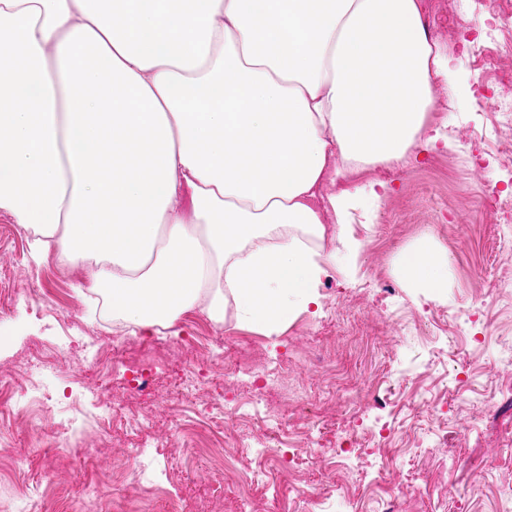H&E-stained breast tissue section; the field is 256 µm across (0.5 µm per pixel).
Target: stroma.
I'll return each mask as SVG.
<instances>
[{"label": "stroma", "mask_w": 512, "mask_h": 512, "mask_svg": "<svg viewBox=\"0 0 512 512\" xmlns=\"http://www.w3.org/2000/svg\"><path fill=\"white\" fill-rule=\"evenodd\" d=\"M428 33L448 50L462 96L434 82L438 117L448 121L449 145L415 152L405 165L376 166L337 179L348 190L381 182L386 191L373 217L354 212L351 224L364 243L355 276L328 268L319 287L317 314H299L278 334L242 326L233 318L211 321L199 310L165 330L206 344L197 367L209 376L225 339L244 350L287 357L288 386L270 393L268 406L304 422L316 415L324 446L307 451L300 436L278 444L259 423L240 426L237 437L275 446L278 472L288 486L254 480L246 449L208 438L193 419L192 404L171 397L184 372L169 357L159 376L161 400L148 407L125 403L126 415H152L146 433L171 435L172 446L149 460L159 491L131 478L139 462L129 455L124 428L103 438L94 408L103 388L90 377L107 337L127 323L111 313L86 319V299L76 285L81 271L55 259H31L29 241L0 210V377L13 379L0 395V512H12L32 481L41 495L30 512H86L78 499L85 479L103 491L98 512H303L312 491L321 512H512V281L496 282L512 263V223H496L484 196L496 189L512 199V129L493 123L494 84L479 64V50L500 24L477 0H421ZM431 235L448 255L443 301L418 294L395 272V260ZM379 280L381 289L371 288ZM31 289L36 308L16 298ZM63 423L67 438H53ZM42 437H34V429ZM348 432L355 456L336 453ZM98 459L78 472L88 448ZM32 454L39 468L14 466Z\"/></svg>", "instance_id": "35a3bbf8"}]
</instances>
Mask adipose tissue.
I'll list each match as a JSON object with an SVG mask.
<instances>
[{
  "mask_svg": "<svg viewBox=\"0 0 512 512\" xmlns=\"http://www.w3.org/2000/svg\"><path fill=\"white\" fill-rule=\"evenodd\" d=\"M436 79L419 0H0V210L135 326L276 333L357 268L379 194L325 183L434 148ZM398 270L448 286L428 237Z\"/></svg>",
  "mask_w": 512,
  "mask_h": 512,
  "instance_id": "adipose-tissue-1",
  "label": "adipose tissue"
}]
</instances>
